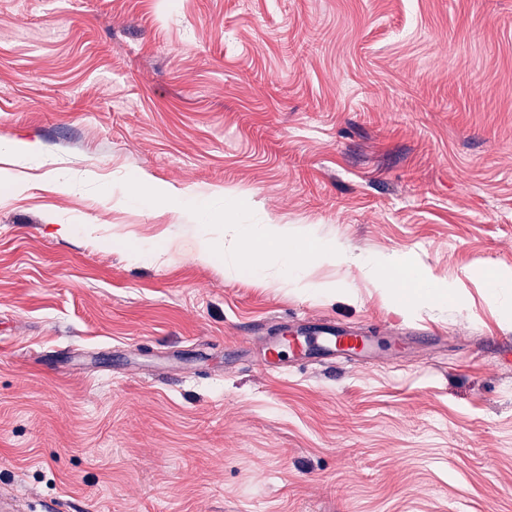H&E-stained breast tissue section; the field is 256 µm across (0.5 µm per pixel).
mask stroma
Masks as SVG:
<instances>
[{
  "label": "stroma",
  "mask_w": 512,
  "mask_h": 512,
  "mask_svg": "<svg viewBox=\"0 0 512 512\" xmlns=\"http://www.w3.org/2000/svg\"><path fill=\"white\" fill-rule=\"evenodd\" d=\"M1 137L53 165L0 188V488L58 512H512V314L487 288L512 273V0H0ZM141 174L414 259L458 300L405 310L316 260L309 291L225 280L185 251L191 213L124 195ZM298 319L379 355L266 371Z\"/></svg>",
  "instance_id": "obj_1"
}]
</instances>
